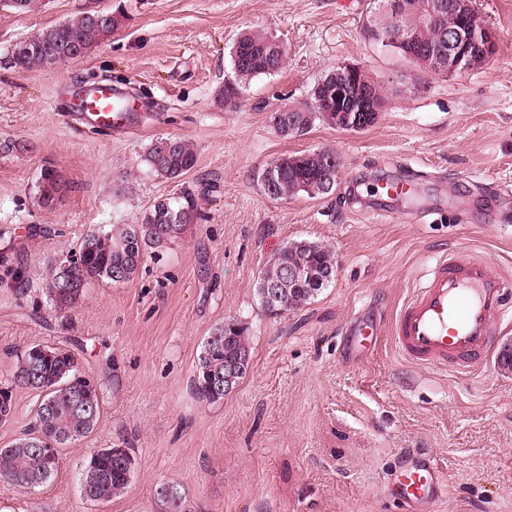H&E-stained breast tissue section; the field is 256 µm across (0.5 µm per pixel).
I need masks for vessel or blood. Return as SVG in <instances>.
<instances>
[{"label": "vessel or blood", "mask_w": 512, "mask_h": 512, "mask_svg": "<svg viewBox=\"0 0 512 512\" xmlns=\"http://www.w3.org/2000/svg\"><path fill=\"white\" fill-rule=\"evenodd\" d=\"M121 102L111 83L99 81L75 94L72 117L114 129L125 120L117 110ZM511 318L512 280L492 272L478 252L460 248L437 261L403 302L394 342L403 357L421 365L468 371L491 353L503 321ZM446 487L431 455L419 451L402 461L395 497L403 512H438Z\"/></svg>", "instance_id": "vessel-or-blood-1"}]
</instances>
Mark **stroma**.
Returning a JSON list of instances; mask_svg holds the SVG:
<instances>
[{"label": "stroma", "instance_id": "35a3bbf8", "mask_svg": "<svg viewBox=\"0 0 512 512\" xmlns=\"http://www.w3.org/2000/svg\"><path fill=\"white\" fill-rule=\"evenodd\" d=\"M367 3L39 0L22 16L0 10V251L21 254L28 279L22 295L0 282V382L42 344L68 348L107 386L94 431L67 447L50 482L24 494L0 480V512H157L163 482L182 488L187 512H402L385 483L411 449L428 450L448 475L439 512H512V373L493 357L463 375L424 367L393 340L397 310L449 250L512 268V0H473L501 39L482 66L453 76L425 74L366 38ZM96 6L123 18L87 55L50 71L11 66L16 43ZM245 29L279 40L287 61L255 78L234 109L218 93ZM348 63L382 90L376 122L279 134L272 112L307 102L323 74ZM101 80L138 104L124 128L65 118L77 86ZM170 136L196 147L195 166L176 180L143 160L153 139ZM324 149L340 163L330 194H264L267 163ZM44 169L64 183L48 206L36 188ZM397 178L412 181L410 204L378 193ZM185 190L205 198L204 215L161 259H146L130 282L91 285L72 312H49L43 274L82 233L138 223ZM300 239L331 248L335 277L311 303L270 316L259 272ZM369 315L377 343L349 356L344 336ZM233 318L249 334L250 366L208 403L195 394L197 356ZM117 446L135 457L128 491L89 505L82 468Z\"/></svg>", "mask_w": 512, "mask_h": 512}]
</instances>
